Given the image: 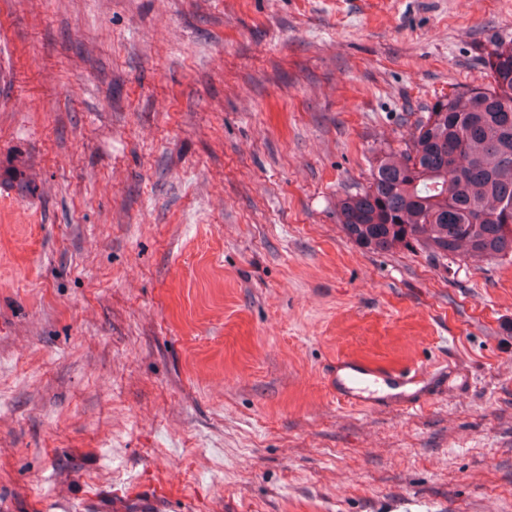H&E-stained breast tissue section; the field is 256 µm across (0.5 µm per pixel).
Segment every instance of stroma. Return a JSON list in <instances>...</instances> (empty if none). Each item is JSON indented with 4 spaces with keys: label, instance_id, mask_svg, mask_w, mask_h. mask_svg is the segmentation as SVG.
I'll use <instances>...</instances> for the list:
<instances>
[{
    "label": "stroma",
    "instance_id": "35a3bbf8",
    "mask_svg": "<svg viewBox=\"0 0 512 512\" xmlns=\"http://www.w3.org/2000/svg\"><path fill=\"white\" fill-rule=\"evenodd\" d=\"M512 0H0V512H512V260L336 203ZM354 356L423 374L358 410ZM335 365L337 399L353 408H369L370 402L361 393L377 381L375 373L357 358L340 357ZM339 371H345L344 380L339 378Z\"/></svg>",
    "mask_w": 512,
    "mask_h": 512
}]
</instances>
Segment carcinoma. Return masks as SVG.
I'll use <instances>...</instances> for the list:
<instances>
[{"label":"carcinoma","mask_w":512,"mask_h":512,"mask_svg":"<svg viewBox=\"0 0 512 512\" xmlns=\"http://www.w3.org/2000/svg\"><path fill=\"white\" fill-rule=\"evenodd\" d=\"M484 59L488 82L437 100L402 150L375 158L369 186L340 200L337 222L352 241L512 259V40H489Z\"/></svg>","instance_id":"cac0c4a2"}]
</instances>
